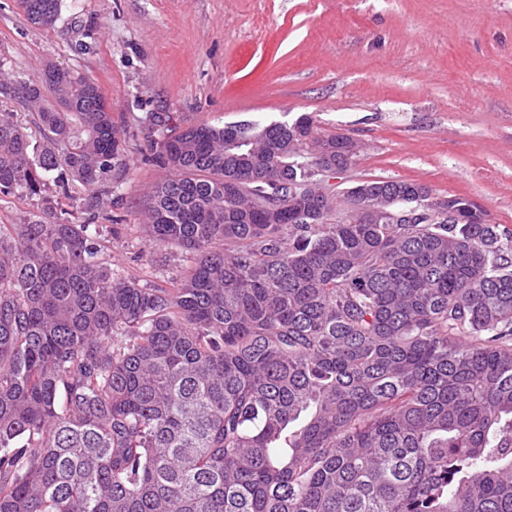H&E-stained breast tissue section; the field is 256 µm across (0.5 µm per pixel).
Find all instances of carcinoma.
I'll return each instance as SVG.
<instances>
[{"mask_svg": "<svg viewBox=\"0 0 512 512\" xmlns=\"http://www.w3.org/2000/svg\"><path fill=\"white\" fill-rule=\"evenodd\" d=\"M3 90L38 136L0 115L1 196L112 188L94 81ZM158 123L145 231L190 262L170 287L67 209L0 224V512H512V234L457 195L435 220L417 182L364 181L347 217L291 193L359 150L307 114Z\"/></svg>", "mask_w": 512, "mask_h": 512, "instance_id": "obj_1", "label": "carcinoma"}]
</instances>
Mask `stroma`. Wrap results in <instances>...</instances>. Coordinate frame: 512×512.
Returning a JSON list of instances; mask_svg holds the SVG:
<instances>
[{
    "label": "stroma",
    "mask_w": 512,
    "mask_h": 512,
    "mask_svg": "<svg viewBox=\"0 0 512 512\" xmlns=\"http://www.w3.org/2000/svg\"><path fill=\"white\" fill-rule=\"evenodd\" d=\"M48 61L109 105L128 168L80 203L113 227L105 258L155 285L186 268L143 230L169 176L148 144L171 112L219 127L309 114L362 145L342 186L419 182L512 231V0H62L47 27L0 0V84Z\"/></svg>",
    "instance_id": "stroma-1"
}]
</instances>
